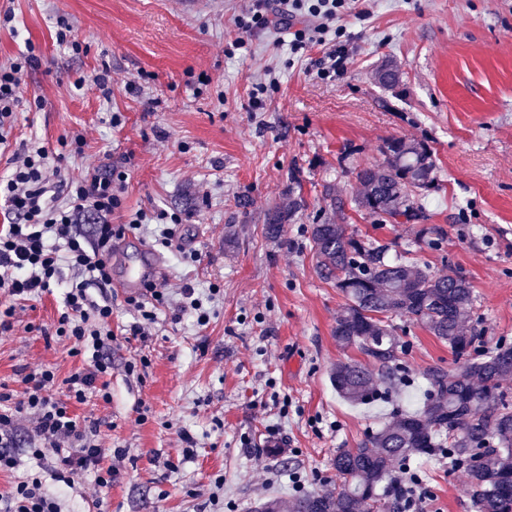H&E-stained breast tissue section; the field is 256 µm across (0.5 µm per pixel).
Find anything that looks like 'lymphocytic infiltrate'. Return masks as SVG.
Instances as JSON below:
<instances>
[{"instance_id": "obj_1", "label": "lymphocytic infiltrate", "mask_w": 512, "mask_h": 512, "mask_svg": "<svg viewBox=\"0 0 512 512\" xmlns=\"http://www.w3.org/2000/svg\"><path fill=\"white\" fill-rule=\"evenodd\" d=\"M351 0H286L281 14L253 10L238 16L239 28L287 27L291 48L301 51L323 44L337 18L351 12ZM34 51H27L9 63L0 64V145L5 144L22 104L19 87L22 76L37 67ZM60 148L20 143L8 159L9 173L0 178V197L8 211L0 222V292L11 300L0 311V331H9L15 306L50 292L62 284L66 272L81 273L64 298V310L55 329L57 337L71 341L70 356L81 365L65 383L68 397H52L57 382L50 368L25 372L23 396H16L0 383V473L16 470V421L22 414L37 416L29 453L43 460L46 449L57 452L49 467L52 480L72 487L93 478L111 489L118 472L106 465V453L98 441V422L79 419L77 405L88 396L110 401L108 379L112 375V303L95 300L92 288L112 283V242L124 237L126 227L112 221L122 206L125 173L107 166L93 168L80 180L58 176L49 182L51 162L83 151L85 140L76 134L61 138ZM94 217L91 233L82 226ZM0 512H62L58 501L42 490L40 478H22L0 494Z\"/></svg>"}]
</instances>
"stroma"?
<instances>
[{
    "label": "stroma",
    "mask_w": 512,
    "mask_h": 512,
    "mask_svg": "<svg viewBox=\"0 0 512 512\" xmlns=\"http://www.w3.org/2000/svg\"><path fill=\"white\" fill-rule=\"evenodd\" d=\"M14 31L0 30V64L33 42L37 68L22 77L25 101L9 144L23 139L53 149L80 134L81 155L64 163L77 179L93 166L127 174L123 224L145 214L180 220V238L162 250L168 300L146 337L128 335L137 311L118 287L112 299L110 402L88 398L80 417L100 421L99 442L124 449L110 491L93 480L76 487L43 477L62 512H253L264 498L294 501L288 476L303 473L306 491L336 487L332 459L422 403L429 368H457L448 345L406 318L395 319L410 380L370 405L340 397L336 362L361 360L333 335L345 300L317 274L309 232L331 219L347 233L415 249L442 274L470 281L469 331L483 348L512 343V0H358L345 16L342 72L321 76L325 49L292 53L275 30H241L249 0H5ZM68 17L80 52L55 40ZM244 48H235V40ZM395 62L402 80L374 81ZM112 68L111 100L76 89L103 65ZM139 78V93L124 89ZM266 83L264 107L252 91ZM41 107H33L34 98ZM121 117L112 125L111 114ZM400 137L427 143L439 190L421 196L430 224L446 235L438 248L416 244V225L377 224L353 203L359 169L381 164V145ZM297 175L305 210L266 238L269 210ZM250 205L239 210L236 200ZM200 253L191 261L189 252ZM218 285L207 326L192 316L170 320L185 285ZM63 288L16 310L0 332V382L22 394L20 368L53 367L66 377L76 362L70 341L45 340L62 311ZM135 370H128V362ZM196 441L183 459L181 432ZM428 488L427 512H474L463 472L439 456L409 463Z\"/></svg>",
    "instance_id": "1"
}]
</instances>
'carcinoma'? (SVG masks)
Here are the masks:
<instances>
[{
  "instance_id": "carcinoma-1",
  "label": "carcinoma",
  "mask_w": 512,
  "mask_h": 512,
  "mask_svg": "<svg viewBox=\"0 0 512 512\" xmlns=\"http://www.w3.org/2000/svg\"><path fill=\"white\" fill-rule=\"evenodd\" d=\"M376 79L393 86L400 70L386 64ZM381 154L382 164L357 172L362 190L354 199L356 208L380 224L423 218L416 198L437 183L431 149L423 142L394 138L381 147ZM299 189L293 174L285 190L288 204L268 213V238L281 239L284 225L306 207ZM444 236L441 227L418 233L430 247L439 246ZM310 242L319 275L346 298L336 320V342L359 349L377 366L374 372L357 362L336 363L332 381L341 397L362 402L382 388L401 385V345L384 316L420 323L466 361L458 370L435 367L427 372L420 410L399 415L354 449H337L335 491L307 493L291 504L269 498L254 512H398V497L387 486L394 463L404 465L415 454L444 447L454 466L468 476L467 494L475 512H512V404L499 391L501 382L512 378V347L484 350L480 337L468 333L465 321L474 298L466 277L452 266L448 273L436 274L403 255L392 260L391 245L350 235L334 222L310 225Z\"/></svg>"
}]
</instances>
